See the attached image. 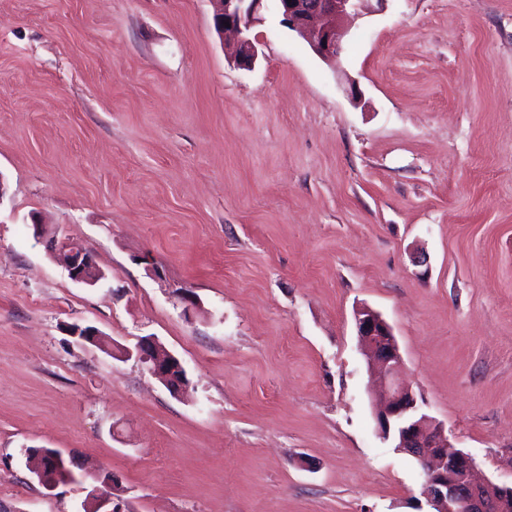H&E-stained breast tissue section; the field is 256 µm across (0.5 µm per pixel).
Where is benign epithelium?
Masks as SVG:
<instances>
[{
    "label": "benign epithelium",
    "instance_id": "obj_1",
    "mask_svg": "<svg viewBox=\"0 0 512 512\" xmlns=\"http://www.w3.org/2000/svg\"><path fill=\"white\" fill-rule=\"evenodd\" d=\"M216 5L215 27L224 37L229 59L249 70L258 58L253 26L263 20L267 0H212ZM282 23L302 38L320 58L331 61L341 51V29L367 14L370 0H276ZM229 26H224V22ZM55 258L69 278L94 285L104 278L90 249L71 245L70 239L50 237ZM358 342L377 387L376 419L383 438L394 448L412 456L420 466L422 495L433 512H501L512 500V486L499 485L478 474L472 456L457 448L444 427L422 411L416 394L402 375L403 359L390 326L373 309L355 311ZM67 332L79 340L96 343L101 332L94 326L71 324ZM124 358L136 357L173 396L186 387L179 359L156 338L142 337L135 347H116Z\"/></svg>",
    "mask_w": 512,
    "mask_h": 512
}]
</instances>
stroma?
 <instances>
[{"label": "stroma", "instance_id": "1", "mask_svg": "<svg viewBox=\"0 0 512 512\" xmlns=\"http://www.w3.org/2000/svg\"><path fill=\"white\" fill-rule=\"evenodd\" d=\"M213 15L0 0V512H88L95 469L123 512H418L361 305L424 412L511 485L512 0H371L331 65L270 9L250 71ZM37 221L104 280H70ZM144 335L182 396L109 354ZM30 448L73 482L44 489Z\"/></svg>", "mask_w": 512, "mask_h": 512}]
</instances>
